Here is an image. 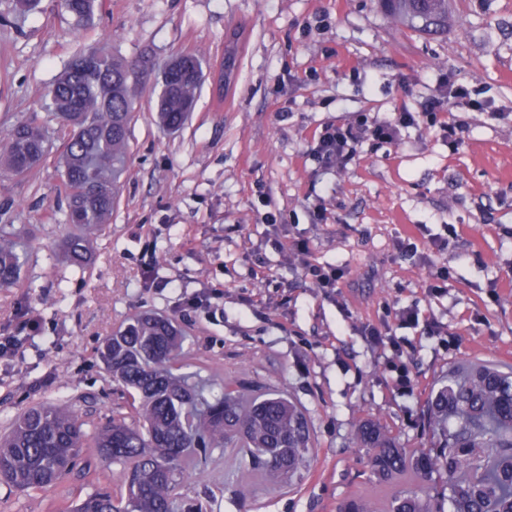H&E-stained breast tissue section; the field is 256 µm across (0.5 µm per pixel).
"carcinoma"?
<instances>
[{
  "label": "carcinoma",
  "mask_w": 512,
  "mask_h": 512,
  "mask_svg": "<svg viewBox=\"0 0 512 512\" xmlns=\"http://www.w3.org/2000/svg\"><path fill=\"white\" fill-rule=\"evenodd\" d=\"M104 0H62L79 24L94 17ZM413 25L437 27L448 19V0H382ZM240 40H226L220 63L231 80ZM169 68L174 80L161 85L158 120L180 128L193 110L203 68L193 52ZM136 66L100 48L75 54L50 90L55 119L66 129L58 157L67 198L64 243L68 264L82 268L95 237L112 217L129 153L134 118L131 80ZM42 129L18 125L7 134L0 164L24 174L47 158ZM17 234L0 229V288L15 285L25 264ZM183 332L169 318L143 311L127 319L99 348L112 381L132 398L129 412L89 434L82 416L61 404H39L18 414L0 436V482L20 490L45 491L72 473L94 483L99 463L123 467L125 492L98 491L75 512H200L179 486L200 448L239 447L248 459L236 485L245 494L259 476L291 477L307 468L314 431L303 406L286 392L224 381L208 395L194 375H179ZM425 429L432 444L403 452L378 419H366L350 443L367 449L374 476L410 477L412 490H398L385 505L367 496L342 502L336 512H512V371L470 362L432 392ZM447 477L448 495L431 493L433 476Z\"/></svg>",
  "instance_id": "obj_1"
}]
</instances>
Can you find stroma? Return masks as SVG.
<instances>
[{
	"label": "stroma",
	"mask_w": 512,
	"mask_h": 512,
	"mask_svg": "<svg viewBox=\"0 0 512 512\" xmlns=\"http://www.w3.org/2000/svg\"><path fill=\"white\" fill-rule=\"evenodd\" d=\"M448 5L447 28L425 34L379 0H106L85 27L60 0L29 13L0 0V137L42 126L51 155L21 177L0 168V224L26 233L30 256L20 281L0 288V339L16 345L0 358V429L36 403L68 404L92 427L111 418L127 396L97 347L151 310L180 323L191 370L219 385L283 389L313 425L309 468L256 480L245 499L226 479L238 449L199 454L180 492L204 512H336L354 494L408 488L371 475L366 450L348 444L354 427L376 416L404 452L429 448L423 410L448 371L468 361L512 367V0ZM235 29L243 49L226 103L214 71ZM91 46L140 75L120 201L76 272L60 256L62 130L47 92ZM188 51L203 59L204 78L190 121L170 132L155 120L162 69ZM445 77L478 102L460 114L458 148L422 124L392 145L363 141L341 170L314 159L325 126L420 111ZM420 224L427 238L448 224L458 237L441 251L426 238L401 258L395 239ZM296 239L310 240L311 262L343 269L342 287L312 286L286 251ZM443 268L445 294L427 296ZM204 292L208 306H189ZM413 305L420 326L398 331L417 382L410 393L396 384L397 357L365 327ZM90 492L74 479L43 492L0 484V512H55Z\"/></svg>",
	"instance_id": "stroma-1"
}]
</instances>
